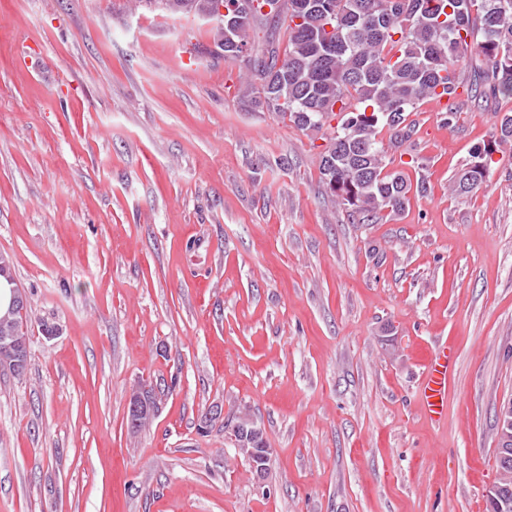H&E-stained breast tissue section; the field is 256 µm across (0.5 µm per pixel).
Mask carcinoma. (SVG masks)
Wrapping results in <instances>:
<instances>
[{
	"mask_svg": "<svg viewBox=\"0 0 512 512\" xmlns=\"http://www.w3.org/2000/svg\"><path fill=\"white\" fill-rule=\"evenodd\" d=\"M134 2L184 15L211 12L216 0ZM248 6L251 16L235 37L248 55L217 28L224 58L245 60L258 80L242 98L302 131L322 133L321 179L362 224L403 212L412 191L426 190L404 171L389 169V150L411 141L410 116L422 102L445 98L451 119L478 101L512 100V0H248ZM282 22L286 46L271 35L247 41L248 30ZM384 131L387 145L379 139ZM508 143L509 112L471 149L451 190H479L492 155ZM234 427L247 444L267 447L249 418H238Z\"/></svg>",
	"mask_w": 512,
	"mask_h": 512,
	"instance_id": "obj_1",
	"label": "carcinoma"
}]
</instances>
